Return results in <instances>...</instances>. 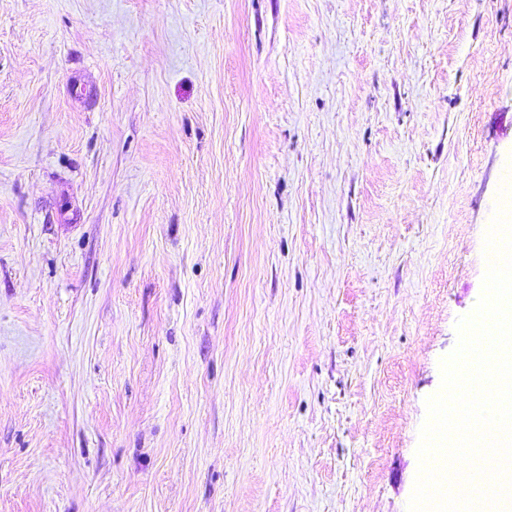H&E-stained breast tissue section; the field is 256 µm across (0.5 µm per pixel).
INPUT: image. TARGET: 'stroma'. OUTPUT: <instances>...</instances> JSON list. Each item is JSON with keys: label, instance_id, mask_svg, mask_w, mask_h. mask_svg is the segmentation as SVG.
Returning <instances> with one entry per match:
<instances>
[{"label": "stroma", "instance_id": "stroma-1", "mask_svg": "<svg viewBox=\"0 0 512 512\" xmlns=\"http://www.w3.org/2000/svg\"><path fill=\"white\" fill-rule=\"evenodd\" d=\"M512 173V0H0V512H408Z\"/></svg>", "mask_w": 512, "mask_h": 512}]
</instances>
